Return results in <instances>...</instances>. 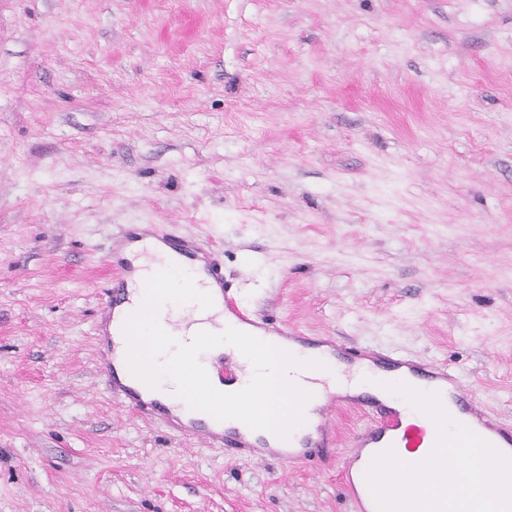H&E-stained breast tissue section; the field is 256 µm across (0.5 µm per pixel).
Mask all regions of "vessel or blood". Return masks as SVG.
I'll return each instance as SVG.
<instances>
[{
  "instance_id": "1",
  "label": "vessel or blood",
  "mask_w": 512,
  "mask_h": 512,
  "mask_svg": "<svg viewBox=\"0 0 512 512\" xmlns=\"http://www.w3.org/2000/svg\"><path fill=\"white\" fill-rule=\"evenodd\" d=\"M152 239L172 252L176 265L194 276L198 288L209 290L223 316L234 318L239 330L263 340L274 336L298 344L299 359L323 361L325 367L321 370L292 371V379L301 388L312 392L316 387L326 388L355 375L364 387L363 392L329 395L317 409L316 421L303 424L289 439L273 442L265 431L245 428L234 420L192 418L181 421L161 401L152 398L147 385L135 389L124 384L116 374L115 344L108 330L122 328L129 315L125 305L129 301L128 284L135 268L126 251L137 244L141 247V256L152 259L153 253L148 245ZM107 251L111 280L94 312V331L98 338L100 374L112 395L128 412L140 417H160L173 432L200 444L230 448L237 454L257 460L272 457L288 466L309 464L327 449L336 447L338 431L334 416L341 410H352L363 419L362 425L350 435L352 452L343 465V487L353 512H378L365 479V471L374 455L391 448L402 460L415 463L429 455L437 437L436 427L429 417L414 411L405 400L388 391L372 393L374 382L402 381L425 392L440 393L445 409L454 420L503 454L512 456V426L499 421L477 401L465 388L461 373L447 363L415 360L371 345L351 350L336 337L312 338L273 322L263 314L245 311L228 293L220 255L206 243L166 231L158 224L120 226L109 235ZM199 361L207 372L217 374L227 384L244 386L252 378L245 364L226 352L215 358L204 354Z\"/></svg>"
}]
</instances>
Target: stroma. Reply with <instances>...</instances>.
<instances>
[{
    "mask_svg": "<svg viewBox=\"0 0 512 512\" xmlns=\"http://www.w3.org/2000/svg\"><path fill=\"white\" fill-rule=\"evenodd\" d=\"M121 224L309 336L460 368L512 424V0H0V512H351L97 372Z\"/></svg>",
    "mask_w": 512,
    "mask_h": 512,
    "instance_id": "1",
    "label": "stroma"
}]
</instances>
